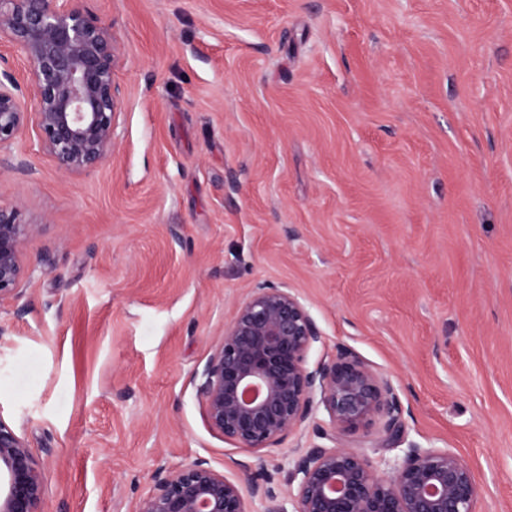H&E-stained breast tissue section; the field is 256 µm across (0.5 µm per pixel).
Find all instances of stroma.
<instances>
[{"mask_svg": "<svg viewBox=\"0 0 512 512\" xmlns=\"http://www.w3.org/2000/svg\"><path fill=\"white\" fill-rule=\"evenodd\" d=\"M112 27L122 113L100 168L28 126L0 200L37 225L0 301V419L42 512H137L159 474L279 467L210 429L201 372L251 288L391 380L404 440L448 449L512 512V0H84Z\"/></svg>", "mask_w": 512, "mask_h": 512, "instance_id": "35a3bbf8", "label": "stroma"}]
</instances>
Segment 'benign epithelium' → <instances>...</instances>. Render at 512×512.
Listing matches in <instances>:
<instances>
[{
    "label": "benign epithelium",
    "instance_id": "7a95c632",
    "mask_svg": "<svg viewBox=\"0 0 512 512\" xmlns=\"http://www.w3.org/2000/svg\"><path fill=\"white\" fill-rule=\"evenodd\" d=\"M83 0H0V44L28 62L24 82L0 73V150L35 117L41 151L78 175L102 166L120 114L112 26L93 20ZM38 225L17 203H0V302L18 297L22 255ZM320 333L288 288L258 286L237 306L203 370L200 395L209 426L243 448H270L319 407L329 423L293 461L294 512H476L481 487L457 454L411 443L370 460L340 436L382 422L383 442H402V410L392 383L351 350L309 366ZM272 474L244 466L233 477L202 462L171 472L138 512H248L245 497L270 492ZM40 474L23 439L0 419V512H39Z\"/></svg>",
    "mask_w": 512,
    "mask_h": 512
}]
</instances>
